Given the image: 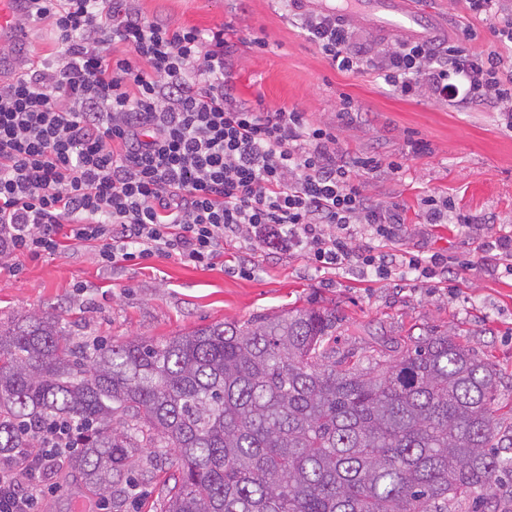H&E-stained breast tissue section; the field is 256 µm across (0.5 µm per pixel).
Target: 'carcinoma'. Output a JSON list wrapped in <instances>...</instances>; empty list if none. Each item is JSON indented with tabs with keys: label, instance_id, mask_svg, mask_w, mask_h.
<instances>
[{
	"label": "carcinoma",
	"instance_id": "obj_1",
	"mask_svg": "<svg viewBox=\"0 0 512 512\" xmlns=\"http://www.w3.org/2000/svg\"><path fill=\"white\" fill-rule=\"evenodd\" d=\"M334 335L327 308L120 345L50 313L0 325V453L35 447V421L72 425L55 477L102 497L162 449L161 512H512L494 365L434 333L349 365Z\"/></svg>",
	"mask_w": 512,
	"mask_h": 512
}]
</instances>
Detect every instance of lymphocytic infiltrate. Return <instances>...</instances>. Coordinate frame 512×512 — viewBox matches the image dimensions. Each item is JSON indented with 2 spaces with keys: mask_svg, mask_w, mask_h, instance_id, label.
<instances>
[{
  "mask_svg": "<svg viewBox=\"0 0 512 512\" xmlns=\"http://www.w3.org/2000/svg\"><path fill=\"white\" fill-rule=\"evenodd\" d=\"M17 22L50 20L56 58L0 83V258L54 255L65 241L103 264L178 257L215 265L228 238L284 236L320 268L359 265L434 278L448 260L371 245L354 227L393 240L405 219L374 202L364 180L381 159L343 150L297 109H258L232 95L226 26H172L131 0H24ZM489 22L472 48L439 37L373 45L334 12L299 14L337 70L378 72L403 96L493 108L512 129V0H450ZM38 445L0 456V512H36L44 474L70 450L69 432L32 430Z\"/></svg>",
  "mask_w": 512,
  "mask_h": 512,
  "instance_id": "f902f5d3",
  "label": "lymphocytic infiltrate"
}]
</instances>
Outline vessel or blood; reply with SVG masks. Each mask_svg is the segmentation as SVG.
<instances>
[{
	"instance_id": "obj_1",
	"label": "vessel or blood",
	"mask_w": 512,
	"mask_h": 512,
	"mask_svg": "<svg viewBox=\"0 0 512 512\" xmlns=\"http://www.w3.org/2000/svg\"><path fill=\"white\" fill-rule=\"evenodd\" d=\"M350 17L364 19L373 28L391 29L412 37L428 35L432 28L426 16L418 13L410 0H346ZM16 0H0V44L26 40L27 33L12 22Z\"/></svg>"
}]
</instances>
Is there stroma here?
<instances>
[{
  "label": "stroma",
  "mask_w": 512,
  "mask_h": 512,
  "mask_svg": "<svg viewBox=\"0 0 512 512\" xmlns=\"http://www.w3.org/2000/svg\"><path fill=\"white\" fill-rule=\"evenodd\" d=\"M146 16L212 28L229 22L234 95L254 107L295 108L335 132L343 147L377 155L384 172L366 192L406 207L404 248L447 255V281L393 276L355 267L319 270L303 252L272 237L230 239L215 267L175 257L102 266L93 251L69 246L53 257L0 262V322L52 313L75 340L121 344L164 339L222 321L245 322L291 308L335 309L337 354L393 361L410 336L445 332L487 358L500 374L495 417L512 412V276L486 271L484 240L512 232V131L496 113L468 112L419 96L404 98L373 73L333 68L301 29L286 0H135ZM262 38L265 48L253 45ZM356 112L340 114L341 98ZM421 145L411 154L412 145ZM444 194L477 222L428 226L420 198ZM138 482L116 512H160L166 475L137 461Z\"/></svg>",
  "instance_id": "obj_1"
}]
</instances>
